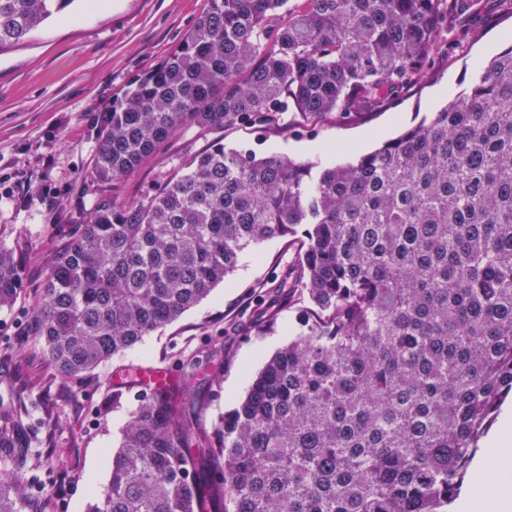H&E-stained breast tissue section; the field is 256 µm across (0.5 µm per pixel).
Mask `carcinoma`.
I'll use <instances>...</instances> for the list:
<instances>
[{
  "instance_id": "1",
  "label": "carcinoma",
  "mask_w": 512,
  "mask_h": 512,
  "mask_svg": "<svg viewBox=\"0 0 512 512\" xmlns=\"http://www.w3.org/2000/svg\"><path fill=\"white\" fill-rule=\"evenodd\" d=\"M74 0H0V51ZM210 0L169 56L97 117L94 177L135 173L181 127L264 131L288 112L391 108L475 0ZM309 162L218 142L140 204L108 201L60 235L28 333L76 379L178 320L241 255L294 238L299 258L244 334L292 339L233 409L214 346L138 400L87 512H459L460 491L512 395V46L448 104L380 148ZM25 241L0 243V308L23 288ZM23 449L0 398V453ZM20 475L0 512H23Z\"/></svg>"
}]
</instances>
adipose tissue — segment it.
Instances as JSON below:
<instances>
[{
    "instance_id": "adipose-tissue-1",
    "label": "adipose tissue",
    "mask_w": 512,
    "mask_h": 512,
    "mask_svg": "<svg viewBox=\"0 0 512 512\" xmlns=\"http://www.w3.org/2000/svg\"><path fill=\"white\" fill-rule=\"evenodd\" d=\"M492 441L500 447V454L479 460L476 471L481 474L495 469L502 476L489 486L480 482L471 484L469 494L479 512H512V456L505 453L506 447L512 446V412L504 414Z\"/></svg>"
}]
</instances>
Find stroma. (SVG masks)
Listing matches in <instances>:
<instances>
[{
    "label": "stroma",
    "mask_w": 512,
    "mask_h": 512,
    "mask_svg": "<svg viewBox=\"0 0 512 512\" xmlns=\"http://www.w3.org/2000/svg\"><path fill=\"white\" fill-rule=\"evenodd\" d=\"M209 7V0H74L71 20L51 19L21 45L0 51V241L29 244L25 286L0 309V395L11 394L23 423L21 458H0V474L20 472L29 505L41 512H85L109 479V457L136 405L112 392L128 369L178 376L189 360L223 347L230 361L206 423L242 399L267 359L289 341L303 307L282 314L274 333L247 336L270 281L295 261L274 239L244 253L237 269L175 322L100 364L80 383L63 379L27 326L41 296L43 270L60 228L83 221L105 198L146 201L186 159L223 142L322 165L337 145L362 153L420 123L452 99L477 63L512 43V0H478L458 18L464 35L431 59V80L408 90L396 106L357 118L329 112L288 115L296 133L237 125L204 132L185 128L164 142L130 177L104 187L93 176L98 139L94 118L129 83L156 68Z\"/></svg>",
    "instance_id": "35a3bbf8"
}]
</instances>
